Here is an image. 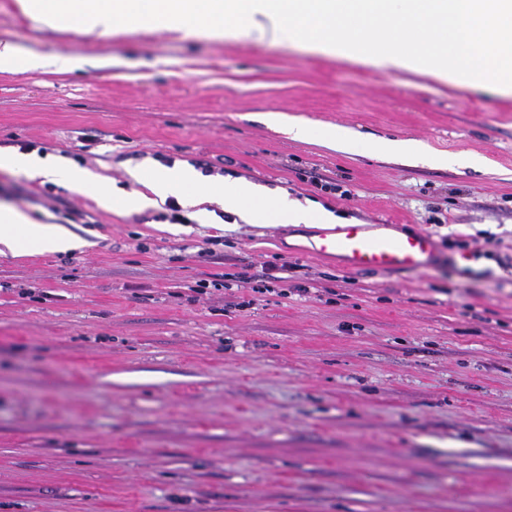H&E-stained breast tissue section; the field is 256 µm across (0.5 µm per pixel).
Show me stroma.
Segmentation results:
<instances>
[{"instance_id":"obj_1","label":"stroma","mask_w":512,"mask_h":512,"mask_svg":"<svg viewBox=\"0 0 512 512\" xmlns=\"http://www.w3.org/2000/svg\"><path fill=\"white\" fill-rule=\"evenodd\" d=\"M4 36L121 63L0 73V153L101 177L79 193L0 169V202L31 219L63 223L49 194L88 215L80 248L0 254V512H512V267L448 246L486 231L512 257L511 96L297 47L53 30L16 0ZM268 112L357 147L289 139ZM139 164L423 232L437 258L353 272L313 253L312 224H246L220 201L187 226L105 208L140 192ZM284 264L302 293L269 290ZM202 279L221 287L190 301Z\"/></svg>"}]
</instances>
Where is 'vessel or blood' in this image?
I'll use <instances>...</instances> for the list:
<instances>
[{
    "label": "vessel or blood",
    "instance_id": "b4317fda",
    "mask_svg": "<svg viewBox=\"0 0 512 512\" xmlns=\"http://www.w3.org/2000/svg\"><path fill=\"white\" fill-rule=\"evenodd\" d=\"M314 251L342 258L353 271L419 273L435 260L432 237L422 232L395 234L386 224H339L317 231Z\"/></svg>",
    "mask_w": 512,
    "mask_h": 512
}]
</instances>
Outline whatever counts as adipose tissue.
I'll return each instance as SVG.
<instances>
[{"label": "adipose tissue", "mask_w": 512, "mask_h": 512, "mask_svg": "<svg viewBox=\"0 0 512 512\" xmlns=\"http://www.w3.org/2000/svg\"><path fill=\"white\" fill-rule=\"evenodd\" d=\"M23 14L56 30L98 37L129 31H164L209 40H252L283 48L342 57L384 71H412L440 81L462 79L474 87L512 93V0H18ZM83 57L57 52L21 54L0 38V72L20 68L54 74L81 69ZM293 140L349 145L344 129L316 127L277 113L264 116ZM0 169L43 182L64 180L77 192L92 172L64 165L55 156L0 154ZM130 177L145 186L130 197L106 193L102 201L124 215L176 197L187 210L212 199L250 223L256 218L307 224L322 215L315 202H284L249 182L214 184L187 167L134 168ZM77 238L59 224L39 223L0 203V254L64 252Z\"/></svg>", "instance_id": "ef3b65f1"}]
</instances>
